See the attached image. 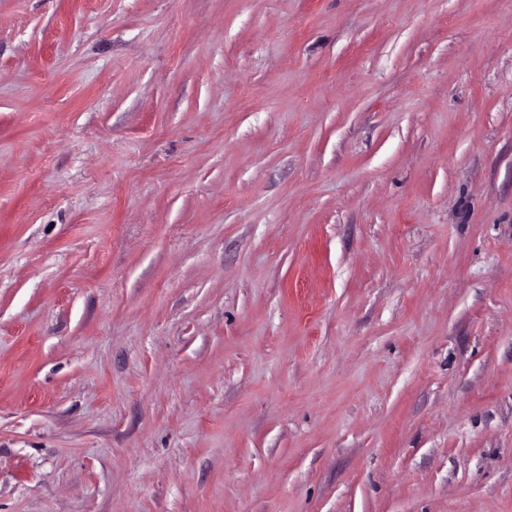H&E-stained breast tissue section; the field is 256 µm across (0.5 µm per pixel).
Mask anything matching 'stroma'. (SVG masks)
<instances>
[{
	"mask_svg": "<svg viewBox=\"0 0 512 512\" xmlns=\"http://www.w3.org/2000/svg\"><path fill=\"white\" fill-rule=\"evenodd\" d=\"M0 512H512V0H0Z\"/></svg>",
	"mask_w": 512,
	"mask_h": 512,
	"instance_id": "35a3bbf8",
	"label": "stroma"
}]
</instances>
